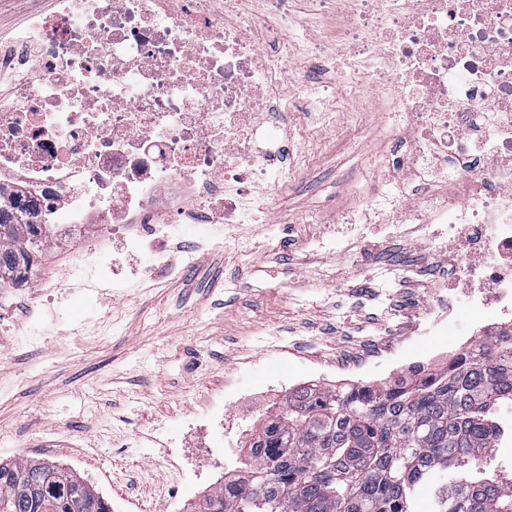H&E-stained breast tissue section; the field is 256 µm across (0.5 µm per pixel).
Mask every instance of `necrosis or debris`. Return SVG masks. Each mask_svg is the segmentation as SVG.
<instances>
[{"label":"necrosis or debris","mask_w":512,"mask_h":512,"mask_svg":"<svg viewBox=\"0 0 512 512\" xmlns=\"http://www.w3.org/2000/svg\"><path fill=\"white\" fill-rule=\"evenodd\" d=\"M294 0H31L0 40V209L67 245L70 265L27 285L42 310L30 331L0 325L13 344L55 338L58 289L120 290L126 274L177 277L198 253L257 223L288 179L286 146L303 115L362 120L373 98L395 141L376 167L377 192L343 207L314 252L364 262L378 229L427 248L453 270L454 299L481 313L476 332L512 328V0H307L329 35L294 33ZM337 43V84L315 89L286 70L288 48L322 59ZM184 224L206 238L170 243ZM149 253L124 269L122 257ZM448 325V308L417 309L395 345ZM225 382L181 431L151 435L169 512L179 473L211 480L233 423Z\"/></svg>","instance_id":"obj_1"}]
</instances>
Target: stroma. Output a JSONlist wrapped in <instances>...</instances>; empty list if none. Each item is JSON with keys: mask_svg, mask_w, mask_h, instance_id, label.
Instances as JSON below:
<instances>
[{"mask_svg": "<svg viewBox=\"0 0 512 512\" xmlns=\"http://www.w3.org/2000/svg\"><path fill=\"white\" fill-rule=\"evenodd\" d=\"M391 144L375 115L364 129L314 139L308 161L273 202L272 223L239 227L240 242H261L256 253L232 245L198 254L184 276L156 288L131 285L108 304L82 294L62 300L54 343L0 352V461H52L76 468L108 500H148L167 472L155 464L149 429L161 419L180 428L226 378L266 390L234 433L236 450L261 428L264 408L286 397L265 386L273 370L294 374L299 385H338L339 377L310 371V360L340 365L369 344L385 345L391 308L431 302L442 269L425 250L387 240L377 259L390 267L388 277H355L348 260L297 245L372 184L369 161ZM286 215L298 220L296 235L280 233ZM314 269L324 271L325 287H297ZM478 317L454 305L447 334L417 337L413 358L445 365L474 339ZM192 356L205 359L207 371H189Z\"/></svg>", "mask_w": 512, "mask_h": 512, "instance_id": "stroma-1", "label": "stroma"}]
</instances>
